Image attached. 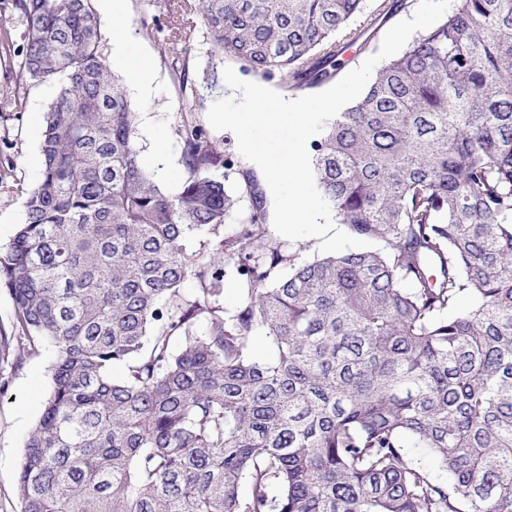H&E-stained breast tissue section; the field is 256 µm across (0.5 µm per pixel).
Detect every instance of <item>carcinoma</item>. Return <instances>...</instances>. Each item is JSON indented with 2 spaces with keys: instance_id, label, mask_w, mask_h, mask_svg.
<instances>
[{
  "instance_id": "carcinoma-1",
  "label": "carcinoma",
  "mask_w": 512,
  "mask_h": 512,
  "mask_svg": "<svg viewBox=\"0 0 512 512\" xmlns=\"http://www.w3.org/2000/svg\"><path fill=\"white\" fill-rule=\"evenodd\" d=\"M11 2L24 43L1 28L0 63L55 88L0 248V374L52 354L20 512H512V0H451L310 142L318 191L372 244L313 256L273 236L234 153L215 172L188 101L186 176L153 181L92 0ZM416 2L163 6L169 40L195 14L216 54L303 92Z\"/></svg>"
}]
</instances>
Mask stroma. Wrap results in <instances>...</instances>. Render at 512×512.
Here are the masks:
<instances>
[{
  "label": "stroma",
  "instance_id": "stroma-1",
  "mask_svg": "<svg viewBox=\"0 0 512 512\" xmlns=\"http://www.w3.org/2000/svg\"><path fill=\"white\" fill-rule=\"evenodd\" d=\"M157 3L158 0H124L127 39L121 49H113L108 43L103 49L139 114L136 140L146 166L162 189L172 191L185 176L176 133L184 95L170 68L172 57H182L189 64L196 86L198 117L202 120L213 102L230 94L226 84L209 87L207 71L230 66L242 80H251L252 75L232 58L215 57L205 29H197L193 40L170 50L165 47L167 32L145 34L140 20L157 14ZM142 61L149 63L153 71L152 83L145 91L129 78L130 69ZM20 78L19 65L8 69L0 66V94L17 85L23 94L20 111H0V159L7 157L13 163L10 188L0 190V247L9 244L25 219V192L37 181L41 170L43 116L55 94L49 84H24ZM50 364L51 355L47 352L28 357L23 367L9 373L6 384L0 386V512H20L17 473L23 459V441L38 420L49 392Z\"/></svg>",
  "mask_w": 512,
  "mask_h": 512
}]
</instances>
